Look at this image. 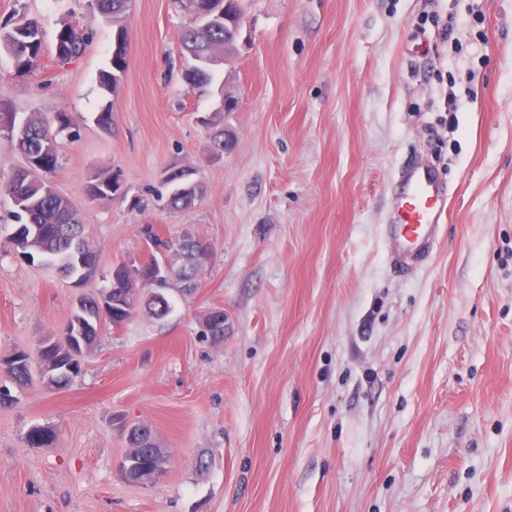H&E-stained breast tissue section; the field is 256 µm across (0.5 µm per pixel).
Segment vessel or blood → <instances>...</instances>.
Segmentation results:
<instances>
[{"label":"vessel or blood","mask_w":512,"mask_h":512,"mask_svg":"<svg viewBox=\"0 0 512 512\" xmlns=\"http://www.w3.org/2000/svg\"><path fill=\"white\" fill-rule=\"evenodd\" d=\"M448 196L446 185L428 167L407 169L393 196L392 224L385 239L398 265L405 270L418 265L435 242Z\"/></svg>","instance_id":"1"}]
</instances>
